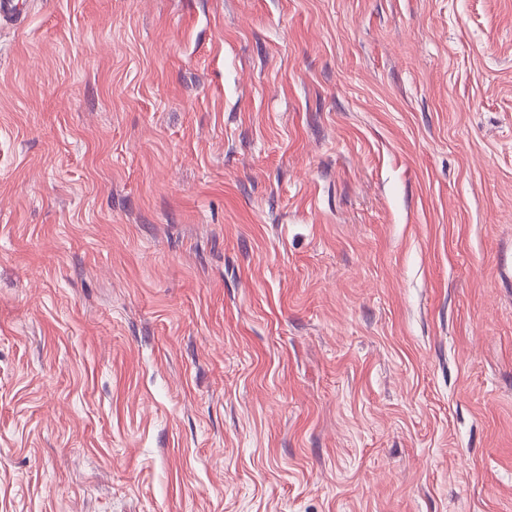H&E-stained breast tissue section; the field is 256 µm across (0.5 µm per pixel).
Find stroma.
<instances>
[{
    "instance_id": "obj_1",
    "label": "stroma",
    "mask_w": 512,
    "mask_h": 512,
    "mask_svg": "<svg viewBox=\"0 0 512 512\" xmlns=\"http://www.w3.org/2000/svg\"><path fill=\"white\" fill-rule=\"evenodd\" d=\"M26 6L0 512H512V0Z\"/></svg>"
}]
</instances>
